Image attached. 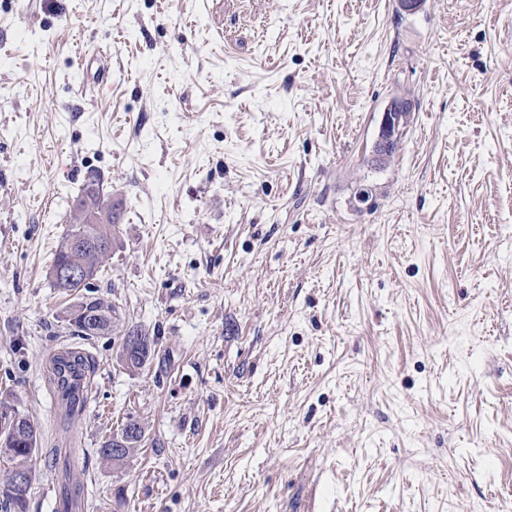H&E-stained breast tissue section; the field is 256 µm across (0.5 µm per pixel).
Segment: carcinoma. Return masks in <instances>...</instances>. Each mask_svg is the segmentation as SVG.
Instances as JSON below:
<instances>
[{
    "instance_id": "carcinoma-1",
    "label": "carcinoma",
    "mask_w": 512,
    "mask_h": 512,
    "mask_svg": "<svg viewBox=\"0 0 512 512\" xmlns=\"http://www.w3.org/2000/svg\"><path fill=\"white\" fill-rule=\"evenodd\" d=\"M74 228L55 254L52 270L65 266L82 265L88 275H97L102 264L111 258V253L95 247L94 242L112 238V203L101 196L99 189L84 188L79 201L71 212ZM80 332L87 336L99 335L112 328V306L98 300H90L80 306L70 319ZM74 368L85 365L84 357L68 351L53 359L52 376H58L59 366ZM144 436L143 428L134 418L121 428V433L105 442L102 457L114 462L125 459L137 447ZM0 441L6 447L5 454L17 466L32 469L37 448V435L33 424L26 417L14 414L0 422ZM120 448L122 452L115 453ZM29 489L18 490L10 483L0 487V512H28Z\"/></svg>"
}]
</instances>
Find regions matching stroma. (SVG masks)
Instances as JSON below:
<instances>
[{
  "instance_id": "1",
  "label": "stroma",
  "mask_w": 512,
  "mask_h": 512,
  "mask_svg": "<svg viewBox=\"0 0 512 512\" xmlns=\"http://www.w3.org/2000/svg\"><path fill=\"white\" fill-rule=\"evenodd\" d=\"M91 171L112 260L66 293ZM90 296L117 327L87 341ZM129 327L157 339L135 371ZM66 347L94 375L76 416ZM10 411L72 449L89 512H512V0H0ZM131 417L141 447L107 462ZM57 480L34 460L29 512ZM407 109L408 104L404 102H390L384 109L378 137L374 145L377 155L385 154L387 150L397 145L386 154V156H390L398 148L401 132L400 123L404 119L402 113ZM112 305L105 306L101 301H86L85 305L79 307L74 312V317L69 319L71 325H74L85 336H95L109 331L112 328ZM98 322L97 330H90V322Z\"/></svg>"
}]
</instances>
